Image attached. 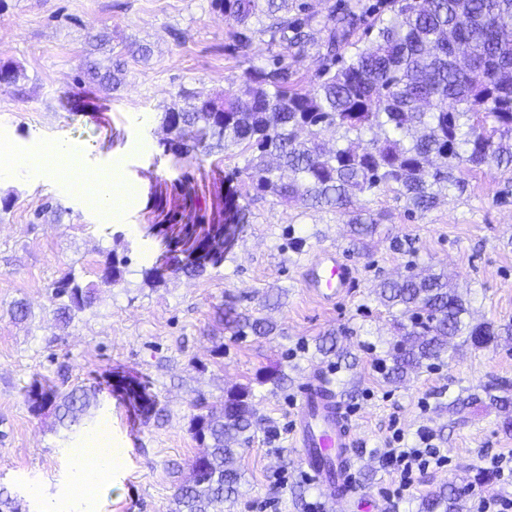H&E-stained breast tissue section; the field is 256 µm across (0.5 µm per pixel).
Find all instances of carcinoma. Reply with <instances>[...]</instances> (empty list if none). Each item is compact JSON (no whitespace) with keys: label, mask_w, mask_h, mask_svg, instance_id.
Here are the masks:
<instances>
[{"label":"carcinoma","mask_w":512,"mask_h":512,"mask_svg":"<svg viewBox=\"0 0 512 512\" xmlns=\"http://www.w3.org/2000/svg\"><path fill=\"white\" fill-rule=\"evenodd\" d=\"M211 6L230 24L233 50L245 52L258 38L297 54L314 49L322 67L306 86L287 58L273 52L246 69L233 91L205 98L182 91L185 104L162 115L170 135L164 145L173 154L200 160L240 150L244 165L235 174L245 177L246 192L339 213L359 250L377 233L383 215L355 208L357 196L393 193L407 212L421 214L464 190L467 174L512 167V0H346L329 5L325 15L309 11L303 0H211ZM96 50L101 56L86 57L83 83L120 88L124 62L112 58L103 39ZM26 80L18 66L0 65V83L21 88ZM327 136L347 144L329 147ZM185 236L183 257L144 270L146 285H161L168 272L199 278L207 266L224 262V250L209 251V235L187 228ZM127 262L109 254L104 282L121 281ZM54 297L62 324L94 301L73 270L54 283ZM378 298L399 336L385 373L391 381L443 360L458 337L476 347L512 341L511 324L473 322L444 274L411 267L382 282ZM224 320L238 336L276 330L273 322L239 315L231 306ZM103 379L61 395L37 376L26 397L35 412L54 407L66 442L93 431L104 385L140 416L161 412L148 382L112 371ZM486 394L499 404L505 428H512L508 390L488 388ZM250 396L235 387L220 408L195 404L199 413L191 431L205 444V454L178 489L176 512H223L224 502L238 496V449L251 442L258 425ZM465 509V490L440 487L420 501L417 512Z\"/></svg>","instance_id":"cac0c4a2"}]
</instances>
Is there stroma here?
<instances>
[{
  "mask_svg": "<svg viewBox=\"0 0 512 512\" xmlns=\"http://www.w3.org/2000/svg\"><path fill=\"white\" fill-rule=\"evenodd\" d=\"M230 27L210 0H0V63L24 68V92L0 84V154L10 156L47 141L67 143L83 163L116 164L129 195L112 210L100 208L82 187L35 176L0 184V485L18 494L23 512L62 503L73 469L53 409L32 412L25 391L32 378L51 379L60 392L89 386L108 370L146 380L165 409L163 419L135 415L119 395L102 391L98 418H110L109 441L121 451L111 478L94 493L98 512H172L173 497L204 447L189 428L197 400L217 405L227 389L246 386L259 426L238 455L245 483L225 512H251L255 499L276 496L280 512H309L320 500L303 474L301 452L290 447L298 386L314 368L330 373L352 419L360 459L354 470L355 505L321 512H414L442 487H476L487 496L512 495L496 477L477 480L484 461L512 451V430L486 398L493 382L512 385V344H459L442 363L400 384L376 369L393 341L391 316L374 290L407 262L448 273L469 302L474 321L512 323V168H487L425 214L408 215L391 193L360 196L359 206L391 219L370 246L351 249L342 216L287 206L275 197L239 196L244 223L234 225L221 267L201 278L169 276L146 286L142 271L167 256L185 225L206 231L224 221V201L241 180L231 179L237 152L186 160L166 152L161 117L182 90L207 95L236 88L250 64L268 55L255 42L232 54ZM114 53L133 42L150 46L148 60H125L119 90L88 88L81 65L96 37ZM79 96L80 111L63 102ZM302 238L301 247L290 241ZM329 248L354 267L350 293L335 305L318 302L304 286L305 264ZM126 252L131 263L117 284L103 283L107 253ZM95 289L91 308L69 325L56 321L52 285L68 271ZM284 289L279 308H264L265 294ZM269 315L277 330L266 337L237 336L223 309ZM26 320L12 315L16 303ZM335 334L348 348L347 363L317 353ZM281 369L286 389L259 383ZM466 399L461 413L445 403ZM406 439L431 430L447 454V467L424 474L412 493L394 502L378 495L389 479L380 461L391 426ZM278 440H269L272 430ZM288 473L276 487L274 472Z\"/></svg>",
  "mask_w": 512,
  "mask_h": 512,
  "instance_id": "stroma-1",
  "label": "stroma"
}]
</instances>
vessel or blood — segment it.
I'll return each instance as SVG.
<instances>
[{"label": "vessel or blood", "mask_w": 512, "mask_h": 512, "mask_svg": "<svg viewBox=\"0 0 512 512\" xmlns=\"http://www.w3.org/2000/svg\"><path fill=\"white\" fill-rule=\"evenodd\" d=\"M353 280V268L328 250L314 254L304 274L306 288L325 305L334 303ZM353 431L323 373H312L300 387L291 445L300 449L309 475L328 500L342 501L356 493L351 482Z\"/></svg>", "instance_id": "b4317fda"}]
</instances>
